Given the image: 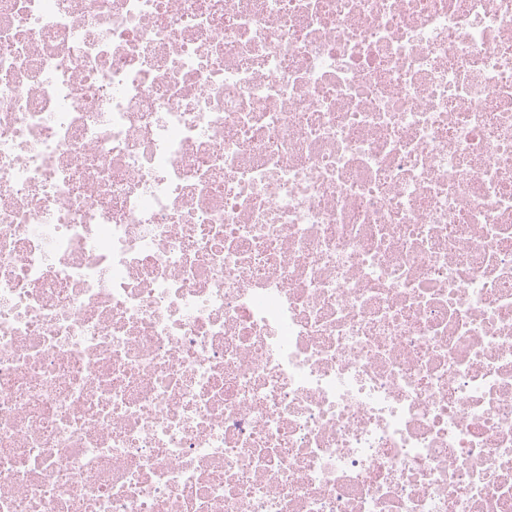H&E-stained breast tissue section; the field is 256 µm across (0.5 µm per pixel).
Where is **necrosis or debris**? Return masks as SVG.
I'll list each match as a JSON object with an SVG mask.
<instances>
[{
    "label": "necrosis or debris",
    "mask_w": 512,
    "mask_h": 512,
    "mask_svg": "<svg viewBox=\"0 0 512 512\" xmlns=\"http://www.w3.org/2000/svg\"><path fill=\"white\" fill-rule=\"evenodd\" d=\"M0 512H512V0H0Z\"/></svg>",
    "instance_id": "necrosis-or-debris-1"
}]
</instances>
